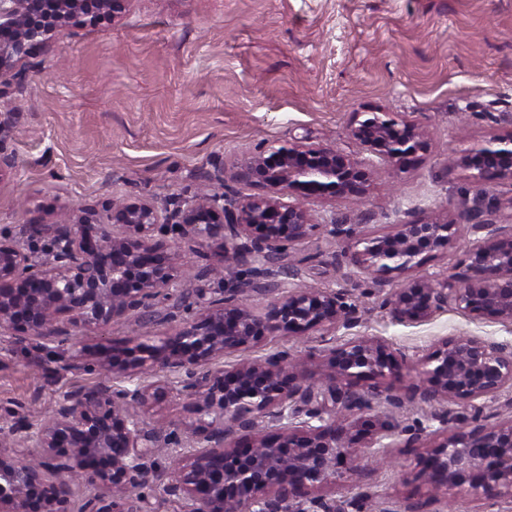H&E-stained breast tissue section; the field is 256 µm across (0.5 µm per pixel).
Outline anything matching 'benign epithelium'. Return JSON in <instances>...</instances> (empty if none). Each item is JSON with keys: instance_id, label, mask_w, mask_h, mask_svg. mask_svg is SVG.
<instances>
[{"instance_id": "benign-epithelium-1", "label": "benign epithelium", "mask_w": 512, "mask_h": 512, "mask_svg": "<svg viewBox=\"0 0 512 512\" xmlns=\"http://www.w3.org/2000/svg\"><path fill=\"white\" fill-rule=\"evenodd\" d=\"M127 0H0V86L23 77L20 67L61 30L94 26L125 9ZM352 138L369 157L300 141L260 148L226 175L206 177L208 191L161 207L149 201L114 203L106 218L77 206L51 222L29 225L45 239L36 260L23 244L0 235V343L40 342L56 374L97 372L91 388L65 392L49 417L21 405L0 416V512H146L150 485L183 503V512H349L370 493L353 476L359 452L385 456L416 448L415 478L429 497L379 512H425L440 493L468 477L466 494L512 500V416L484 413L486 401L512 389V345L475 336L438 340L412 356L377 336H336L359 323L345 288H313L290 253L323 227L347 240L348 263L385 287L473 240L465 272L449 279L428 273L390 289L383 307L401 323H422L448 309L512 323V231L484 219L500 200L487 192L512 185V131L490 135L449 161L466 173L485 210L453 218L402 220L393 231L367 233L331 215L314 224L307 205L364 196L373 158L404 169L431 143L414 120L381 109L359 113ZM252 179L263 192L240 196L226 178ZM216 246L232 287L198 310L186 309L172 335H137L110 361L79 350L60 360L70 332L153 315L183 275L173 243ZM273 293L263 313L247 294ZM318 333L328 346L300 357L283 348L243 356L273 335ZM239 354L229 367L220 359ZM187 400L190 420L167 429L145 426L142 412L170 397ZM471 418L454 425L451 405ZM428 408L425 421L400 425L402 410ZM371 415L367 428L354 418ZM177 458L156 461L161 450ZM74 475L91 489L76 509L61 483ZM347 487L352 496L321 493Z\"/></svg>"}]
</instances>
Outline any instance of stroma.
<instances>
[{"label": "stroma", "mask_w": 512, "mask_h": 512, "mask_svg": "<svg viewBox=\"0 0 512 512\" xmlns=\"http://www.w3.org/2000/svg\"><path fill=\"white\" fill-rule=\"evenodd\" d=\"M378 107L426 128L432 150L400 171L377 164L363 203L312 205L315 223L336 216L368 231L473 206L475 190L448 167L474 141L512 131V0H127L119 17L64 30L25 62L23 85L0 93L5 140L18 160L0 178V231L27 241L29 226L68 205L105 214L112 200L188 198L207 172L256 147L301 140L359 157L357 112ZM315 231L295 251L303 282L345 288L361 319L354 332L406 353L446 336L512 344V324L448 310L421 324L394 322L368 275ZM193 277L172 289L140 332H173L185 308L219 296L218 249L191 254ZM29 344L0 351V406L38 410L95 373L55 379ZM416 451L395 466L364 464L375 498L427 499L404 481Z\"/></svg>", "instance_id": "35a3bbf8"}]
</instances>
